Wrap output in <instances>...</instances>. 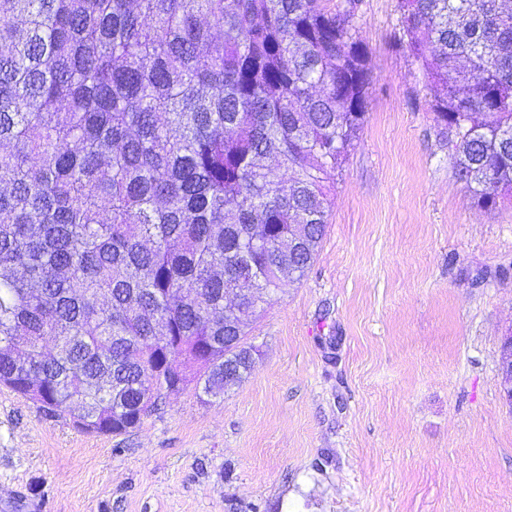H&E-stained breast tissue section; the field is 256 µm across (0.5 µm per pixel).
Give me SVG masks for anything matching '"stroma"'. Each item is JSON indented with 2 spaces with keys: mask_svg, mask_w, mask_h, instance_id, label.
<instances>
[{
  "mask_svg": "<svg viewBox=\"0 0 512 512\" xmlns=\"http://www.w3.org/2000/svg\"><path fill=\"white\" fill-rule=\"evenodd\" d=\"M367 119L249 378L87 433L0 386V512H512V205L456 182L398 0H359ZM500 374L503 397L512 406V333L503 338L500 350Z\"/></svg>",
  "mask_w": 512,
  "mask_h": 512,
  "instance_id": "obj_1",
  "label": "stroma"
}]
</instances>
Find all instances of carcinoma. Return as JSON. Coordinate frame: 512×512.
<instances>
[{"label":"carcinoma","instance_id":"1","mask_svg":"<svg viewBox=\"0 0 512 512\" xmlns=\"http://www.w3.org/2000/svg\"><path fill=\"white\" fill-rule=\"evenodd\" d=\"M358 0H0V384L122 434L249 378L366 115ZM475 203L512 200V11L399 0ZM163 326L165 339L158 338Z\"/></svg>","mask_w":512,"mask_h":512}]
</instances>
